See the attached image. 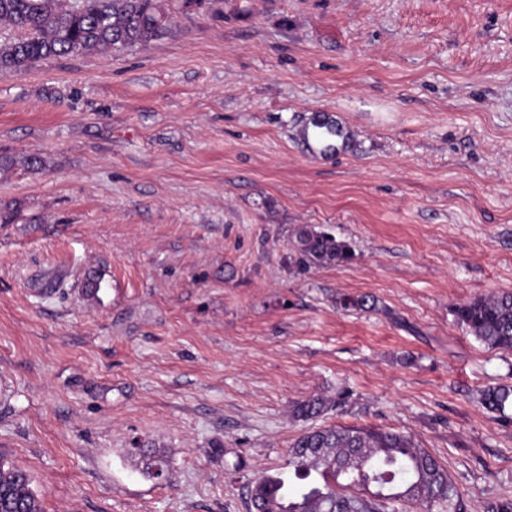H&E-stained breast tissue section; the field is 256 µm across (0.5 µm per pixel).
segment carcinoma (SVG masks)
Instances as JSON below:
<instances>
[{
  "label": "carcinoma",
  "mask_w": 512,
  "mask_h": 512,
  "mask_svg": "<svg viewBox=\"0 0 512 512\" xmlns=\"http://www.w3.org/2000/svg\"><path fill=\"white\" fill-rule=\"evenodd\" d=\"M0 24L20 31L0 42V69L24 71L35 62L67 55L145 46L170 30L167 0H0ZM43 166L34 155H0V170ZM295 251L313 264L351 260L350 244L328 232L300 228ZM457 322L494 350H512V292L491 294L454 310ZM480 404L512 422V383L484 389ZM343 394L317 395L292 405L296 420H312L342 405ZM142 471L156 479L169 470L165 452L134 447ZM293 476L263 472L247 485L248 512H465L447 469L401 432L371 426L308 429L289 446ZM10 512H43L23 469L0 461V501Z\"/></svg>",
  "instance_id": "1"
}]
</instances>
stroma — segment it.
Instances as JSON below:
<instances>
[{
  "label": "stroma",
  "instance_id": "stroma-1",
  "mask_svg": "<svg viewBox=\"0 0 512 512\" xmlns=\"http://www.w3.org/2000/svg\"><path fill=\"white\" fill-rule=\"evenodd\" d=\"M172 3L147 46L0 71V153L44 162L0 171V461L44 512H247L292 404L342 391L318 426L412 434L466 512L512 499L479 402L512 351L453 313L512 292V0ZM317 112L348 142L315 159ZM304 225L351 261L298 263ZM129 452L131 455L138 458L142 465V471L148 477L158 479L162 473H167L170 466L169 457L165 452L152 448H130ZM165 478V474L160 476L159 479Z\"/></svg>",
  "mask_w": 512,
  "mask_h": 512
}]
</instances>
